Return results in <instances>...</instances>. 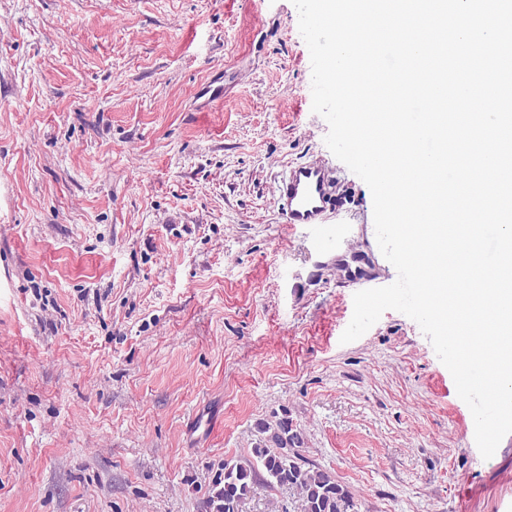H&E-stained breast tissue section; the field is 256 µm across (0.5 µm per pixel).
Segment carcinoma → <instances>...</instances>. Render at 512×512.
<instances>
[{"label": "carcinoma", "instance_id": "obj_1", "mask_svg": "<svg viewBox=\"0 0 512 512\" xmlns=\"http://www.w3.org/2000/svg\"><path fill=\"white\" fill-rule=\"evenodd\" d=\"M261 437L253 448L264 473L249 461L226 459L212 479V493L205 512H243L246 501L264 484L299 492L300 512H351L354 502L348 489L328 473L314 467L302 454V429L283 410L274 422L258 424Z\"/></svg>", "mask_w": 512, "mask_h": 512}]
</instances>
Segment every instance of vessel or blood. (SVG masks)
<instances>
[{
  "label": "vessel or blood",
  "mask_w": 512,
  "mask_h": 512,
  "mask_svg": "<svg viewBox=\"0 0 512 512\" xmlns=\"http://www.w3.org/2000/svg\"><path fill=\"white\" fill-rule=\"evenodd\" d=\"M330 171L321 161L291 166L277 183L273 201L287 223L318 226L336 209Z\"/></svg>",
  "instance_id": "b4317fda"
}]
</instances>
